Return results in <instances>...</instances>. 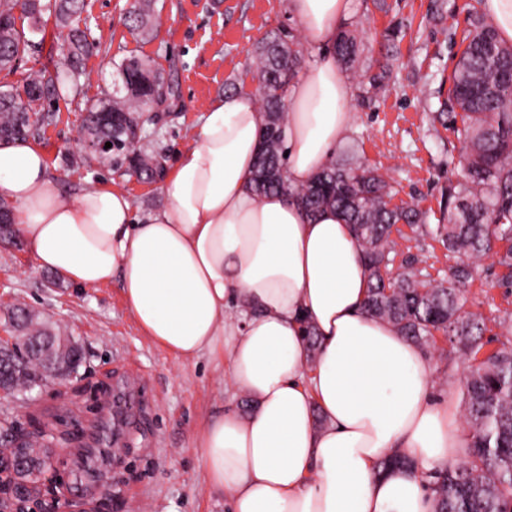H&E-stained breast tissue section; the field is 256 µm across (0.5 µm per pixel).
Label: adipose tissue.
Instances as JSON below:
<instances>
[{"label":"adipose tissue","mask_w":512,"mask_h":512,"mask_svg":"<svg viewBox=\"0 0 512 512\" xmlns=\"http://www.w3.org/2000/svg\"><path fill=\"white\" fill-rule=\"evenodd\" d=\"M318 50L289 89V191L257 195L266 114L228 91L207 103L195 144L167 175L163 206L121 190L60 192L43 152L0 142V199L41 270L76 287L119 282L145 336L177 359L220 355L248 415L209 419L196 451L229 512H432L426 473L468 439L430 361L369 316L362 253L343 214L296 195L328 166L353 122L351 84L332 52L354 0H287ZM402 453L411 467L380 472Z\"/></svg>","instance_id":"adipose-tissue-1"}]
</instances>
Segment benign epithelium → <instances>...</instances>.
<instances>
[{"label":"benign epithelium","instance_id":"obj_1","mask_svg":"<svg viewBox=\"0 0 512 512\" xmlns=\"http://www.w3.org/2000/svg\"><path fill=\"white\" fill-rule=\"evenodd\" d=\"M19 340L17 330L1 329L0 359L12 353ZM51 465L50 453L34 457L17 430L0 433V504L7 505L6 512H66L69 504L61 502L43 482V474Z\"/></svg>","mask_w":512,"mask_h":512}]
</instances>
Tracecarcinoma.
<instances>
[{
    "instance_id": "1",
    "label": "carcinoma",
    "mask_w": 512,
    "mask_h": 512,
    "mask_svg": "<svg viewBox=\"0 0 512 512\" xmlns=\"http://www.w3.org/2000/svg\"><path fill=\"white\" fill-rule=\"evenodd\" d=\"M84 7L85 0H0L1 141L33 134L32 115L44 111V104H53L63 81L78 91L85 76L84 60L96 49L80 28ZM17 9L28 19L25 29L16 26ZM45 14L66 32L67 76L45 64L21 80H10L17 73L16 61L36 46L32 37L40 34L39 43H44ZM125 22L129 29L151 35V0H133ZM398 33L397 28L388 30L379 43L377 72L357 81V96L364 104L386 92L397 61L392 42ZM462 44L450 94L440 100L435 118L449 111L462 113L458 166L466 183L448 185V211L442 212L435 234L446 243L448 253L465 258V265L450 269L448 276L433 284L425 280L429 273L422 261L412 258L398 277L389 276L390 254L396 252L391 227L400 222L423 227L427 216L412 205L390 206L389 184L376 166L337 158L297 195L310 212L333 207L352 225L371 282L367 310L372 316L420 346L433 339L432 329H446L468 361L475 363L459 379L470 425L469 460L428 476L434 512H512V347L478 359L484 348V318L459 304L461 288L484 259L495 260L507 270L505 278L512 280V245L493 250L498 242L512 241V44L503 42L475 11ZM363 51L356 31L345 27L339 31L334 52L345 70L354 71ZM302 62V54L280 32L257 45L252 54L256 73L271 88L269 96L260 98L269 121L255 174L259 195L289 189L286 99ZM116 72L122 77L123 95H106L85 107L83 137L111 143L112 150L98 159L120 167L126 160L124 142L144 130L143 116L165 108L172 83L138 57L122 59ZM130 167L148 180L163 172L158 154L146 150L130 160ZM30 327L37 343L22 340L18 351L0 363V381L14 393L32 388L38 366L45 361L75 369V341L32 314L24 322V328Z\"/></svg>"
}]
</instances>
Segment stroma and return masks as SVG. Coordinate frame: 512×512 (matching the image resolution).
<instances>
[{
  "instance_id": "stroma-1",
  "label": "stroma",
  "mask_w": 512,
  "mask_h": 512,
  "mask_svg": "<svg viewBox=\"0 0 512 512\" xmlns=\"http://www.w3.org/2000/svg\"><path fill=\"white\" fill-rule=\"evenodd\" d=\"M85 3L84 15L97 43L85 61L91 78L77 96L62 85L56 121L30 138L68 196L105 184L128 194L140 210L164 203L160 183L141 181L131 170H114L81 145L85 103L118 88L115 62L137 56L177 81L167 110L143 133L146 147L160 151L168 170L194 144L209 100L229 85L253 91L249 56L269 32L292 31L305 61L317 55L315 47L294 33L286 0H154L158 34L153 39L125 26L131 0ZM432 3L386 0L380 10L372 0H356L350 22L359 26L366 45L358 70L372 65L371 45L393 26L400 29L395 41L399 63L385 97L367 106L351 100L353 124L339 152L381 167L395 202H412L426 212L427 228L393 227L399 237L394 261L418 256L429 273L441 278L454 260L429 227L440 216L444 186L464 176L448 164L461 148L452 115L435 120L425 103L454 70L459 35L479 0H446L442 20L428 24L424 17ZM502 274L493 260H485L462 294L465 310L486 318L498 347L512 339L500 325L512 319V289L499 286ZM16 307L40 314L62 334L75 337L86 352L77 376L0 400V419L18 425L34 447L53 449L47 476L76 512H225L223 495L207 488L194 451L206 419L230 408L246 409L243 397L227 384L225 361L210 356L194 363L178 361L142 334L119 284L75 287L59 274L37 269L23 242L1 241L0 327L8 325ZM425 353L437 389L457 387L467 360L456 344L439 336ZM116 387L137 388L141 408L127 424L122 446L101 448L95 437L112 423V412L101 399Z\"/></svg>"
}]
</instances>
